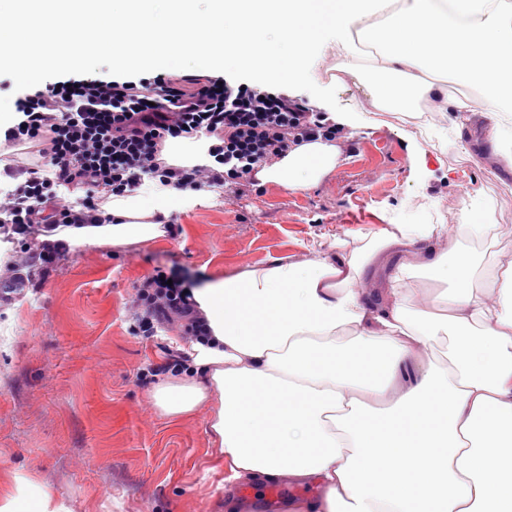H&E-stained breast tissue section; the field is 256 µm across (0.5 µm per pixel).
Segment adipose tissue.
<instances>
[{
  "label": "adipose tissue",
  "instance_id": "adipose-tissue-1",
  "mask_svg": "<svg viewBox=\"0 0 512 512\" xmlns=\"http://www.w3.org/2000/svg\"><path fill=\"white\" fill-rule=\"evenodd\" d=\"M359 42L367 63L344 71L367 82L370 106L411 116L429 98L466 134L464 151L512 163V0H0V67L24 86L104 50L126 68L190 62L299 83L313 51L351 55ZM450 79L478 98L449 95ZM211 144L169 140L162 158L212 168ZM343 160L337 144L307 140L256 178L304 193ZM211 201L146 177L108 196L109 223L40 238L148 244ZM501 233L475 204L452 227L392 224L360 249L337 239L193 288L211 340L185 347L191 369L155 387L156 411L206 413L228 493L285 479L319 488L306 512H512V262L487 265L477 249ZM423 276L446 285L429 312L415 307ZM436 340L443 360L421 362ZM22 505L71 512L44 486L0 496V512Z\"/></svg>",
  "mask_w": 512,
  "mask_h": 512
}]
</instances>
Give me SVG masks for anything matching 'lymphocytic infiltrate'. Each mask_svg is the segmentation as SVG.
Masks as SVG:
<instances>
[{
	"mask_svg": "<svg viewBox=\"0 0 512 512\" xmlns=\"http://www.w3.org/2000/svg\"><path fill=\"white\" fill-rule=\"evenodd\" d=\"M336 132L327 113L309 111L287 92L248 89L219 77L191 92L165 78L150 84L87 78L25 94L0 142L8 148L35 147L36 158L0 169L26 177L23 186L0 195V237L9 242L21 236L26 246L0 272V280L15 281L17 270L31 260L47 276L67 259L66 243L39 241L40 222L29 205L43 198L49 184L83 189L87 199V210L80 213L53 197L55 224H91L99 194L133 190L143 174L167 176L175 187L194 189L228 178L248 180L257 166L284 156L291 144L332 138ZM199 133L216 138L211 152L223 172L173 169L161 160L167 139ZM201 282L199 276L161 267L144 278L132 300L142 332L176 326L189 338L210 336L190 295Z\"/></svg>",
	"mask_w": 512,
	"mask_h": 512,
	"instance_id": "lymphocytic-infiltrate-1",
	"label": "lymphocytic infiltrate"
}]
</instances>
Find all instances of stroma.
Returning <instances> with one entry per match:
<instances>
[{
    "label": "stroma",
    "instance_id": "stroma-1",
    "mask_svg": "<svg viewBox=\"0 0 512 512\" xmlns=\"http://www.w3.org/2000/svg\"><path fill=\"white\" fill-rule=\"evenodd\" d=\"M335 62L308 60L305 81L283 86L340 127L347 160L318 187L227 186L217 206L174 215L177 237L72 249L49 276L24 272L22 297L0 298V487H51L71 512H227L205 415L161 417L152 385L138 379L183 342L175 329L144 335L132 317L135 287L156 268L209 280L246 265L300 262L312 245L340 238L356 246L390 220L421 221L430 197L440 201L438 222L455 224L474 195L495 201L494 220L507 230L488 262L512 260V172L466 154L443 116L425 134L371 109L363 84L332 82ZM87 76L165 77L189 90L201 80L191 65L119 68L108 54Z\"/></svg>",
    "mask_w": 512,
    "mask_h": 512
}]
</instances>
